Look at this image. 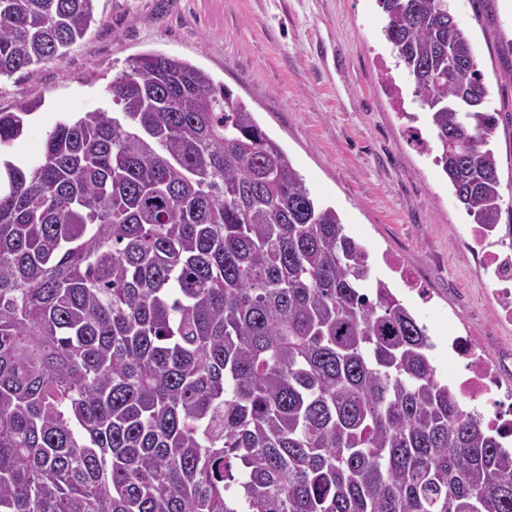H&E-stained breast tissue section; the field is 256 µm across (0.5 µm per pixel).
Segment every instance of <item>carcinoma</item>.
Segmentation results:
<instances>
[{
	"mask_svg": "<svg viewBox=\"0 0 512 512\" xmlns=\"http://www.w3.org/2000/svg\"><path fill=\"white\" fill-rule=\"evenodd\" d=\"M474 223L496 119L448 0H379ZM96 0H0V79L62 60ZM117 112L6 149L0 111V512H512V451L442 383L424 325L246 104L136 58Z\"/></svg>",
	"mask_w": 512,
	"mask_h": 512,
	"instance_id": "carcinoma-1",
	"label": "carcinoma"
}]
</instances>
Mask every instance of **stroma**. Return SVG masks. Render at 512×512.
I'll return each mask as SVG.
<instances>
[{"instance_id":"obj_1","label":"stroma","mask_w":512,"mask_h":512,"mask_svg":"<svg viewBox=\"0 0 512 512\" xmlns=\"http://www.w3.org/2000/svg\"><path fill=\"white\" fill-rule=\"evenodd\" d=\"M466 26L490 88L504 209L492 251H512V0H448ZM98 21L51 61L0 80V110L41 100L14 149L39 150L62 115L111 110L106 86L127 62L160 53L208 71L254 112L313 195L336 209L388 283L427 328L441 381L462 365L453 337L471 340L503 389L472 400L512 414V322L496 314V277L472 240L434 155L426 113L395 65L379 0H98ZM397 266H390V259Z\"/></svg>"}]
</instances>
